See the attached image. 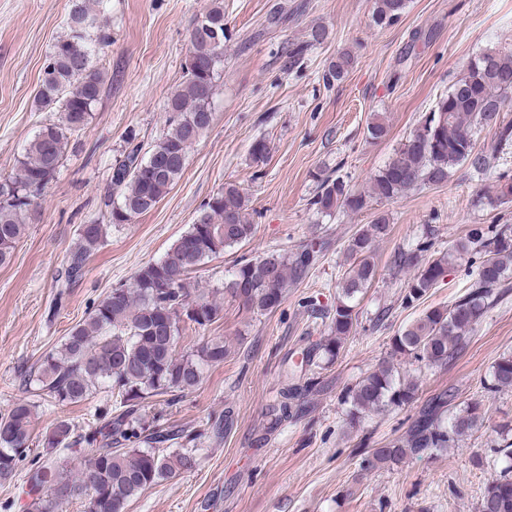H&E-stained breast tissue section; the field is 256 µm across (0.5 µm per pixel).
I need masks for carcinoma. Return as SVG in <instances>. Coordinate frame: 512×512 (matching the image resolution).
Segmentation results:
<instances>
[{"instance_id": "obj_1", "label": "carcinoma", "mask_w": 512, "mask_h": 512, "mask_svg": "<svg viewBox=\"0 0 512 512\" xmlns=\"http://www.w3.org/2000/svg\"><path fill=\"white\" fill-rule=\"evenodd\" d=\"M108 0H72L67 31L47 56L38 103L59 118L44 124L17 159L16 176L0 180V265L11 261L24 235L37 196L55 178L63 157L79 144V133L92 119L101 99L102 76L92 60L111 42L104 22ZM373 21L384 25L398 19L407 0H374ZM218 36L201 35V24ZM191 62L184 81L167 103L171 113L167 131L148 150L134 135L127 138L123 156L112 165L104 206L113 224H130L153 209L181 179L188 150L211 126L215 80L224 62V2L209 0L189 32ZM354 58L343 53L329 66L324 81L340 80ZM512 100V51H486L470 59L447 94L441 96L373 178L371 193H357L335 172L318 173L319 186L309 205L319 214L338 209L353 213L369 207L370 199L391 200L421 184L443 186L452 172L465 166L477 174L496 171L512 146V123L503 119ZM495 131L490 150L477 147L478 134ZM502 181L495 196L478 198L493 206L512 198V182ZM109 225L91 221L78 228L77 242L63 261L57 281V302L63 304L69 286L81 280L92 253L104 241ZM388 230L385 216L359 229L349 241L353 262L336 288V300L326 313L328 334L302 356L300 366L334 363L347 337L356 331L354 300L375 276L373 243ZM254 225L247 217V201L233 183H226L199 210L188 229L157 260L141 266L132 283L106 292L87 319L71 327L61 343L47 352L27 379L59 405L85 402L103 390L111 405L94 412L96 426L77 435L73 425L59 419L44 436L41 457L26 469L24 484L35 512H57L64 502L80 500L85 512H126L131 499L182 470L196 465V445L202 433L164 422L160 412L146 418L148 401L170 406L198 387L204 370L221 365L228 349L221 339L178 352L182 334L217 321L219 290L200 287L192 278L204 262L235 245L248 242ZM429 243L422 241L397 253L394 265L412 269L402 297L412 306L469 255L479 256L468 291L446 307L425 310L392 338V355L420 367L448 364L469 339L498 296L512 267V225L484 228L477 224L469 236L448 252L423 258ZM322 247L302 245L236 261L222 290L238 307L267 314L285 300L288 286L305 279L320 261ZM488 392L512 388V354L500 357L483 382ZM453 394L442 392L423 404L406 432L373 449L367 462L403 465L413 457L453 448L483 423L480 402L472 401L451 415ZM418 400L413 375L392 367L374 370L342 396L347 416L387 409H404ZM34 405L16 402L0 415V481L11 480L32 441ZM88 449L75 473L65 472L61 455L75 445ZM501 452L509 464L488 479L478 512H512V448Z\"/></svg>"}]
</instances>
